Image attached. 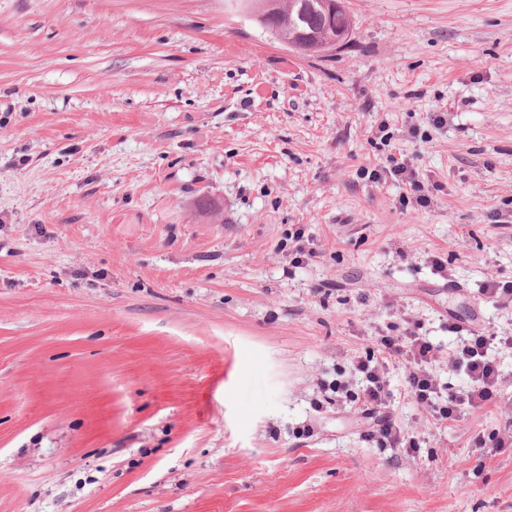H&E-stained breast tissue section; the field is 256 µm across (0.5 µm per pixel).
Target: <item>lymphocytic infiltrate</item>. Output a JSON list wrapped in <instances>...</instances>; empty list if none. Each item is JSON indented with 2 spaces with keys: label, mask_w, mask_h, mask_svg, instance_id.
Here are the masks:
<instances>
[{
  "label": "lymphocytic infiltrate",
  "mask_w": 512,
  "mask_h": 512,
  "mask_svg": "<svg viewBox=\"0 0 512 512\" xmlns=\"http://www.w3.org/2000/svg\"><path fill=\"white\" fill-rule=\"evenodd\" d=\"M448 330L459 336L456 346L448 352V366L464 370L469 380L465 390L444 392L434 373L438 349L413 321L399 335L377 338V358L354 362L352 370L362 378V414L372 421L378 445L410 451L418 446L414 437L408 436L397 424L391 412L386 380L390 365L403 369L410 396L436 424L448 425L458 421L463 410L482 409L496 402L502 374L494 354L512 349V336L466 334L455 322L449 323Z\"/></svg>",
  "instance_id": "lymphocytic-infiltrate-1"
}]
</instances>
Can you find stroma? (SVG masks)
Segmentation results:
<instances>
[{"mask_svg":"<svg viewBox=\"0 0 512 512\" xmlns=\"http://www.w3.org/2000/svg\"><path fill=\"white\" fill-rule=\"evenodd\" d=\"M344 2L308 58L232 0H0V512H512V352L445 428L390 369L412 455L335 390L410 319L512 335V0ZM383 168L385 172L409 188V194L417 206L427 208L432 204L433 191L438 190L437 187L432 185L430 188L418 180L407 160L390 155L387 156L386 165ZM481 292L490 302L498 306H512V282L501 283L492 279L483 285Z\"/></svg>","mask_w":512,"mask_h":512,"instance_id":"35a3bbf8","label":"stroma"}]
</instances>
